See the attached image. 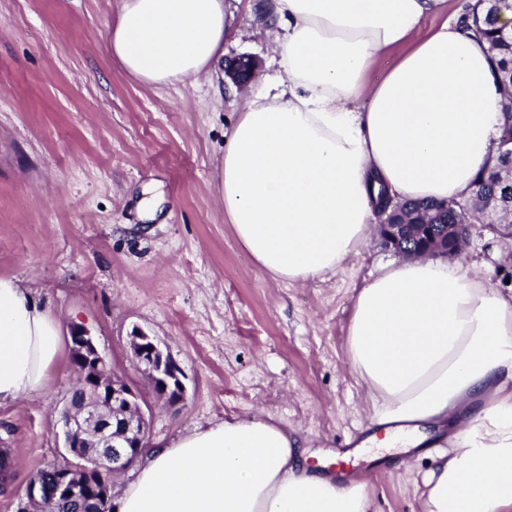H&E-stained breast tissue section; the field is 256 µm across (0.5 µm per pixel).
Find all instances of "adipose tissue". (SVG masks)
Masks as SVG:
<instances>
[{"label":"adipose tissue","instance_id":"1","mask_svg":"<svg viewBox=\"0 0 512 512\" xmlns=\"http://www.w3.org/2000/svg\"><path fill=\"white\" fill-rule=\"evenodd\" d=\"M443 0H271L285 74L248 98L216 178L224 213L262 270L291 283L336 272L366 245L379 187L398 200L469 196L493 163L503 91L484 41ZM224 0H121L110 49L147 84L211 73ZM393 63L377 80L383 57ZM59 324L0 277V406L43 387ZM347 361L370 401L366 429L411 448L442 436L421 512H512V292L463 265H386L358 291ZM368 484L310 470L299 442L257 415L145 449L113 512H367ZM471 6V0H446L442 5L441 12L425 19L423 23L424 29L435 28L447 18L448 21H464Z\"/></svg>","mask_w":512,"mask_h":512}]
</instances>
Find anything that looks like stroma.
Instances as JSON below:
<instances>
[{"label":"stroma","mask_w":512,"mask_h":512,"mask_svg":"<svg viewBox=\"0 0 512 512\" xmlns=\"http://www.w3.org/2000/svg\"><path fill=\"white\" fill-rule=\"evenodd\" d=\"M258 3L224 0V59L255 60V80L152 86L109 50L119 0H0V277L29 288L62 336L87 329L141 389L148 445L258 414L294 431L313 467L359 445L370 512H420L430 460L365 444L369 403L345 357L354 297L396 254L375 237L336 273L288 283L258 267L224 216L225 136L260 77L283 75ZM146 189L162 198L151 221L139 209ZM463 258L512 291V238L475 225ZM137 328L180 366L181 404L157 401L133 366ZM73 383L65 354L43 388L0 408V450L14 460L0 512H17L38 470L81 465L58 423Z\"/></svg>","instance_id":"35a3bbf8"}]
</instances>
